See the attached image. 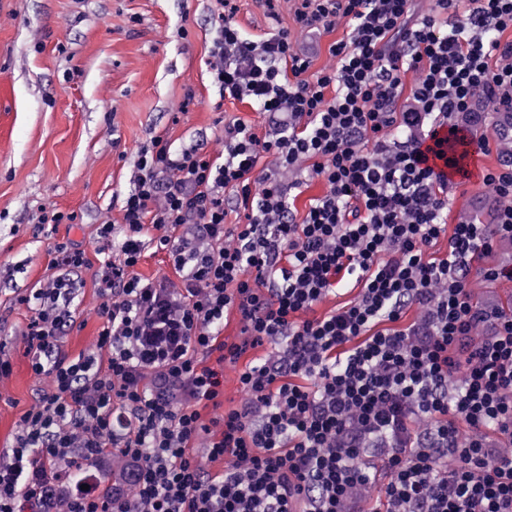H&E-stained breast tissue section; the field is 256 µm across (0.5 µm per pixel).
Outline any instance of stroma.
<instances>
[{
	"instance_id": "stroma-1",
	"label": "stroma",
	"mask_w": 512,
	"mask_h": 512,
	"mask_svg": "<svg viewBox=\"0 0 512 512\" xmlns=\"http://www.w3.org/2000/svg\"><path fill=\"white\" fill-rule=\"evenodd\" d=\"M211 0H0V342L13 372L0 380V452L41 380L33 375L22 331L26 312L13 303L24 289L50 276L48 244L68 237L94 253L103 216L119 217L132 185L138 151L166 132L179 144L215 141L222 120L239 118L265 132L261 112L220 100L208 81ZM294 0H278L281 26L311 53L313 70L328 65V47L349 30L297 28ZM456 124L489 142L481 173L450 188L448 225L475 214L490 219L501 199L483 173L505 158L496 141L495 115L484 98ZM75 213L55 235L38 226L42 207ZM487 266L512 267V243L501 242L470 265L474 300L512 312V278L484 280ZM75 302L76 324L63 349L89 351L100 326L92 270Z\"/></svg>"
}]
</instances>
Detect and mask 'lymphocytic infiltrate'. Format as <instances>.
Instances as JSON below:
<instances>
[{"label":"lymphocytic infiltrate","instance_id":"f902f5d3","mask_svg":"<svg viewBox=\"0 0 512 512\" xmlns=\"http://www.w3.org/2000/svg\"><path fill=\"white\" fill-rule=\"evenodd\" d=\"M237 2L214 0L209 81L269 129L228 122L216 152L161 134L141 148L119 219L96 229L102 326L75 357L61 347L71 276L90 261L77 241L49 244L54 276L16 297L49 381L0 459V512H364L379 455L383 512H512V313L478 307L469 281L473 259L512 241V164L483 176L506 202L497 223L450 229L424 149L475 95L512 108V0H299L301 28L350 27L311 81L290 31L246 37ZM312 179L326 191L298 213ZM150 252L171 275L139 273ZM349 276L358 297L308 318ZM232 312L237 342L221 337ZM251 350L243 399L221 410L224 368ZM110 463L126 485L101 495Z\"/></svg>","mask_w":512,"mask_h":512}]
</instances>
